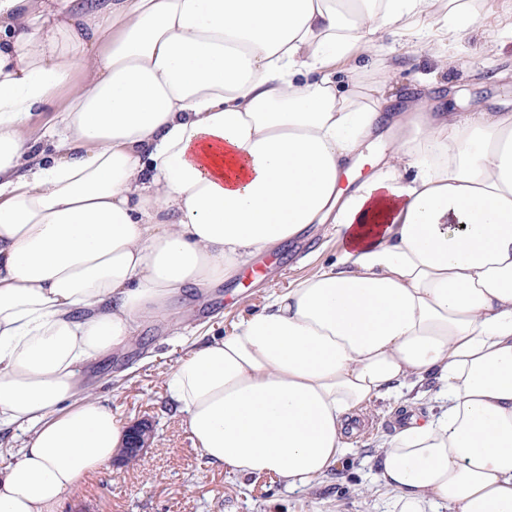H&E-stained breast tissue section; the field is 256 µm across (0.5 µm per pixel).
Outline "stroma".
Masks as SVG:
<instances>
[{"label": "stroma", "instance_id": "1", "mask_svg": "<svg viewBox=\"0 0 512 512\" xmlns=\"http://www.w3.org/2000/svg\"><path fill=\"white\" fill-rule=\"evenodd\" d=\"M473 25L447 41L454 68L440 71L425 38L377 35L380 51L397 69L381 75L374 58L336 68L340 82L357 77L380 93H416L426 80L447 85L454 111L476 112L494 102H512V0H477ZM337 254L336 233L312 225L305 240L283 243L258 258L263 273L249 283L225 281L208 296L173 302L164 319L144 321L129 348L112 354L89 377L91 394L108 399L125 425L153 431L136 458L116 454L71 491L61 512H393L394 495L374 482L372 456L392 429L389 402L372 404L357 432L347 433L348 452L334 471L310 486L288 489L275 475L242 478L210 467L193 448L180 416L167 404L164 378L176 358L174 346L214 324L231 329L259 311L273 291L288 287Z\"/></svg>", "mask_w": 512, "mask_h": 512}]
</instances>
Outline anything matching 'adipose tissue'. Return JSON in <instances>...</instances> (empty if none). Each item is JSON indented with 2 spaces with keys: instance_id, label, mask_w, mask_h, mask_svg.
I'll list each match as a JSON object with an SVG mask.
<instances>
[{
  "instance_id": "obj_1",
  "label": "adipose tissue",
  "mask_w": 512,
  "mask_h": 512,
  "mask_svg": "<svg viewBox=\"0 0 512 512\" xmlns=\"http://www.w3.org/2000/svg\"><path fill=\"white\" fill-rule=\"evenodd\" d=\"M439 2L0 0V430L24 434L0 512H59L126 444L89 364L314 224L336 260L170 368L194 446L302 488L395 397L373 463L398 512H512V111L333 73L422 19L448 68L474 17Z\"/></svg>"
}]
</instances>
